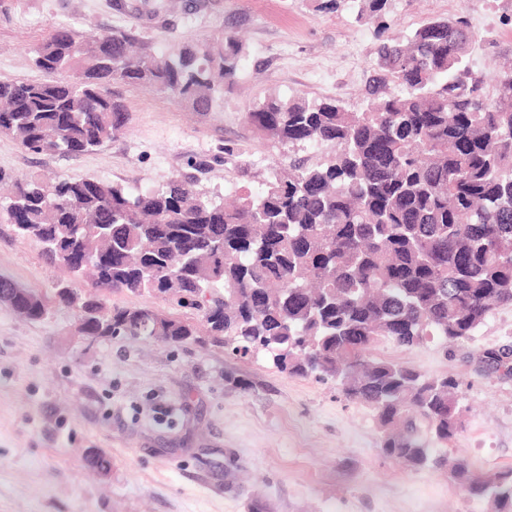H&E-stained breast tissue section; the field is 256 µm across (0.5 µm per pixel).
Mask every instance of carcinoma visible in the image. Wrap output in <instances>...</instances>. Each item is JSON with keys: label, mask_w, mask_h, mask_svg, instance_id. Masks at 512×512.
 <instances>
[{"label": "carcinoma", "mask_w": 512, "mask_h": 512, "mask_svg": "<svg viewBox=\"0 0 512 512\" xmlns=\"http://www.w3.org/2000/svg\"><path fill=\"white\" fill-rule=\"evenodd\" d=\"M472 42L464 21L446 19L381 43L361 112L265 97L247 113L258 138L334 152L284 173L272 166L261 191L242 190L232 205L181 179L140 189L0 176V215L67 272L55 304L72 306L59 289L87 282L83 334L181 345L198 335L194 324L104 299L169 295L202 310L208 335L232 354L336 381L346 400L375 411L385 455L444 469L488 512H512V469L485 477L421 436L424 426L445 446L462 431L458 381L371 354L383 339L457 345L512 305V72L487 91L465 63ZM243 50L233 29L167 55L134 47L126 31L90 40L58 27L35 57L51 78L0 81V132L34 153L85 154L127 129L112 85L155 87L206 112L217 88L236 83ZM87 225L99 232L86 253L61 256ZM0 301L28 320L48 311L47 299L6 280ZM486 364L511 375L512 348L486 353Z\"/></svg>", "instance_id": "cac0c4a2"}]
</instances>
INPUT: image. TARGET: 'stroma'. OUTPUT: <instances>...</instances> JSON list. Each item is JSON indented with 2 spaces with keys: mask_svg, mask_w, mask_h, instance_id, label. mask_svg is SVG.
I'll use <instances>...</instances> for the list:
<instances>
[{
  "mask_svg": "<svg viewBox=\"0 0 512 512\" xmlns=\"http://www.w3.org/2000/svg\"><path fill=\"white\" fill-rule=\"evenodd\" d=\"M0 0V80H41L36 48L68 25L96 35L125 30L159 53L206 44L225 27L245 47L236 84L210 111L168 94L114 85L129 111L124 134L76 157L34 154L0 132V173L157 186L178 177L215 200L259 191L272 165L317 163L331 146L256 138L246 114L264 97L332 98L362 111L380 39L406 38L435 19H464L467 64L485 76L512 65V0H387L380 19L361 0ZM39 243L0 221V279L45 295L64 278ZM75 309L50 305L32 321L0 304V512H487L444 470L413 469L379 447L375 412L334 382L241 360L212 342L180 347L106 339L89 346ZM512 345V306L497 308L472 340L374 356L460 383L464 427L449 458L489 476L512 468V375L482 367L483 352ZM250 383L237 388L234 378ZM112 461L107 473L89 453Z\"/></svg>",
  "mask_w": 512,
  "mask_h": 512,
  "instance_id": "1",
  "label": "stroma"
}]
</instances>
